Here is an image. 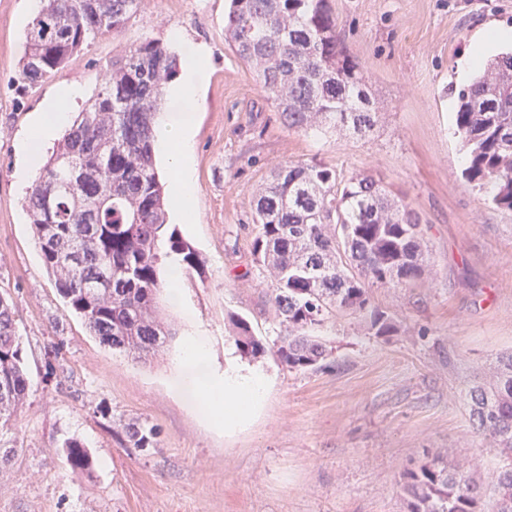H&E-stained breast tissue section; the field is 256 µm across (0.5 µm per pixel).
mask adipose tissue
Returning <instances> with one entry per match:
<instances>
[{
    "label": "adipose tissue",
    "mask_w": 512,
    "mask_h": 512,
    "mask_svg": "<svg viewBox=\"0 0 512 512\" xmlns=\"http://www.w3.org/2000/svg\"><path fill=\"white\" fill-rule=\"evenodd\" d=\"M209 52L202 46L192 47L182 56L181 73L172 87V98L185 105V112L172 115L162 113L157 123L156 146L164 157L171 175V202L178 217H187L194 210V186L191 165L195 152L193 115L191 106L196 93L209 76ZM82 94L75 85L61 87L54 98L38 112L34 122V136L21 140L20 150L25 164L17 172L21 187H28L31 171L36 165L41 148L52 142L70 120V107ZM265 387L260 378L238 375L210 387L207 398L219 420L226 426L239 424L262 398Z\"/></svg>",
    "instance_id": "adipose-tissue-1"
}]
</instances>
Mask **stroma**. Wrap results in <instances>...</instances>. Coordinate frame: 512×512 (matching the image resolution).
I'll return each instance as SVG.
<instances>
[{"label":"stroma","instance_id":"1","mask_svg":"<svg viewBox=\"0 0 512 512\" xmlns=\"http://www.w3.org/2000/svg\"><path fill=\"white\" fill-rule=\"evenodd\" d=\"M347 54L369 78L382 112L365 138L288 128L252 67L225 40L229 0H144L118 31L98 37L51 78L18 87L27 0H0V295L15 310L31 392L20 453L0 469V512H405L399 477L440 457L489 484L502 464L470 420L467 392L512 354V212L462 178L457 92L480 34L512 28V0H328ZM181 43H171L172 32ZM156 39L175 54L203 43L209 81L194 113L195 208L177 227L203 260L185 270L181 300L161 293L178 331L167 355L112 351L71 314L48 275L16 186L19 139L63 85L81 87L72 113L92 103L107 63ZM317 160L380 179L418 215L432 276L375 288L369 316L337 314L322 331L331 355L289 369L274 350L240 357L228 317H244L267 343L281 332L271 282L255 262L251 202L272 169ZM199 334L203 357L185 360ZM56 360H49L50 349ZM268 389L242 425L215 421L205 390L229 369ZM158 430L155 448L125 447L118 424ZM88 446L91 472L75 475L62 442Z\"/></svg>","mask_w":512,"mask_h":512}]
</instances>
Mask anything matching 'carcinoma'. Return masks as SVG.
<instances>
[{"mask_svg": "<svg viewBox=\"0 0 512 512\" xmlns=\"http://www.w3.org/2000/svg\"><path fill=\"white\" fill-rule=\"evenodd\" d=\"M142 0H102L83 13L72 0H42L25 35L19 79L36 85L98 36L114 32ZM327 0H230L225 38L257 77L290 129L327 127L359 137L374 132L381 112L368 78L346 53ZM175 53L158 40L130 48L108 64L104 86L79 113L33 183L26 210L45 269L68 311L89 335L118 352L147 360L177 335L162 315V272L171 261L188 269L198 253L167 222L164 184L153 149L155 118L176 74ZM455 134L467 155L466 182L512 211V53L488 61L458 92ZM51 199L49 222L44 203ZM253 253L272 284L271 302L285 334L276 353L294 370L329 356L320 329L339 312H368L371 327L394 330L370 311L369 290L410 286L429 271L421 224L381 181L346 176L316 161L278 165L252 201ZM244 358L267 346L248 322L229 316ZM31 391L13 304L0 296V435L17 428ZM476 431L505 463L495 472L492 512H512V355L495 380L469 392ZM128 448H151L158 431L124 424ZM73 473L90 470L84 443L63 444ZM406 512H486L485 492L461 467L435 457L407 469L399 482Z\"/></svg>", "mask_w": 512, "mask_h": 512, "instance_id": "carcinoma-1", "label": "carcinoma"}]
</instances>
